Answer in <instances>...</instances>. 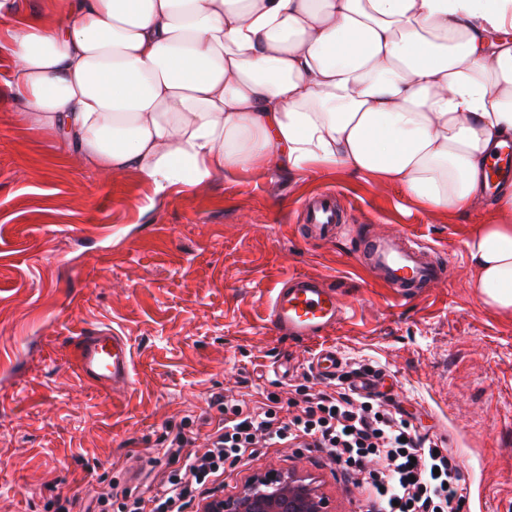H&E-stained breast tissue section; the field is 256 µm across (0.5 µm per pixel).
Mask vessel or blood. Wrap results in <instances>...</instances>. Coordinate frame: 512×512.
Returning a JSON list of instances; mask_svg holds the SVG:
<instances>
[{"instance_id":"vessel-or-blood-1","label":"vessel or blood","mask_w":512,"mask_h":512,"mask_svg":"<svg viewBox=\"0 0 512 512\" xmlns=\"http://www.w3.org/2000/svg\"><path fill=\"white\" fill-rule=\"evenodd\" d=\"M306 209L307 236L326 240L338 222L333 202L321 194L307 201ZM353 258L376 272L386 286L404 299L446 278L442 264L429 260L418 243L405 234L366 235ZM343 317L344 308L334 288L306 275H293L271 298L268 326L275 333L307 341L334 330ZM73 363L84 382L101 389L126 384L133 373L128 339L109 328H95L78 337ZM342 368V355L333 346L322 347L312 361L313 371L325 380L335 378Z\"/></svg>"}]
</instances>
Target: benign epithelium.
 Listing matches in <instances>:
<instances>
[{"mask_svg": "<svg viewBox=\"0 0 512 512\" xmlns=\"http://www.w3.org/2000/svg\"><path fill=\"white\" fill-rule=\"evenodd\" d=\"M326 499L301 476L256 475L235 497L210 504L208 512H325Z\"/></svg>", "mask_w": 512, "mask_h": 512, "instance_id": "1", "label": "benign epithelium"}]
</instances>
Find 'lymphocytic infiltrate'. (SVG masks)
I'll return each instance as SVG.
<instances>
[{
  "label": "lymphocytic infiltrate",
  "instance_id": "obj_1",
  "mask_svg": "<svg viewBox=\"0 0 512 512\" xmlns=\"http://www.w3.org/2000/svg\"><path fill=\"white\" fill-rule=\"evenodd\" d=\"M225 416L206 436L203 452H189L191 438L176 434L168 453L184 463L168 474L161 493L146 497L123 491L90 496L85 512H183L229 458L244 456L268 444L316 448L336 463L348 481L365 494L364 512H458L463 500L460 470L453 455L429 437L416 433L401 413L355 392L345 377L332 388L306 395L288 418L279 401L267 403L215 394Z\"/></svg>",
  "mask_w": 512,
  "mask_h": 512
}]
</instances>
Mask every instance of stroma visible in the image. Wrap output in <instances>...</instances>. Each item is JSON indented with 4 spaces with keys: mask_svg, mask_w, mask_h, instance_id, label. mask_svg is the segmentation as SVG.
Listing matches in <instances>:
<instances>
[{
    "mask_svg": "<svg viewBox=\"0 0 512 512\" xmlns=\"http://www.w3.org/2000/svg\"><path fill=\"white\" fill-rule=\"evenodd\" d=\"M11 70L0 52V512H55L114 484L162 492L176 467L169 440L221 416L211 395L314 393L324 344L349 367L380 369L381 399L447 440L466 487L460 512H512V318L482 303L467 251L493 209H426L343 168L248 169L156 196L136 172L102 175L31 125ZM328 190L344 227L314 242L302 203ZM369 229L415 237L447 281L397 297L351 258ZM294 274L331 284L347 308L323 339L267 326L270 297ZM96 326L128 338L127 385L77 379L74 339ZM268 471L307 478L329 512H361L363 493L325 454L289 445L226 460L217 495Z\"/></svg>",
    "mask_w": 512,
    "mask_h": 512,
    "instance_id": "obj_1",
    "label": "stroma"
}]
</instances>
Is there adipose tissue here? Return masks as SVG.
<instances>
[{"label": "adipose tissue", "mask_w": 512, "mask_h": 512, "mask_svg": "<svg viewBox=\"0 0 512 512\" xmlns=\"http://www.w3.org/2000/svg\"><path fill=\"white\" fill-rule=\"evenodd\" d=\"M0 0L9 87L90 168L155 193L237 170L344 167L430 209L485 200L512 140V0ZM467 243L512 316V190ZM21 12L30 17L42 16L44 19H59L63 13V0H16Z\"/></svg>", "instance_id": "adipose-tissue-1"}]
</instances>
